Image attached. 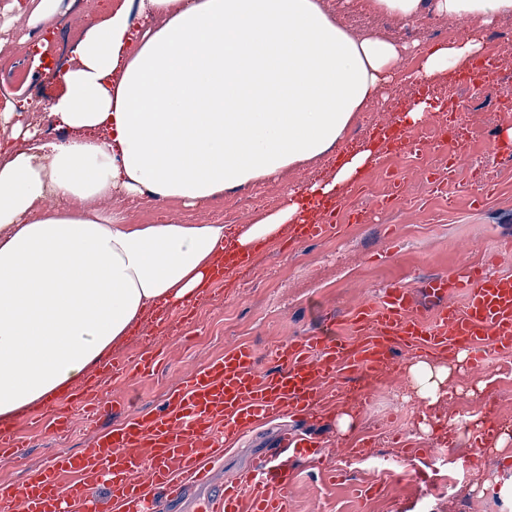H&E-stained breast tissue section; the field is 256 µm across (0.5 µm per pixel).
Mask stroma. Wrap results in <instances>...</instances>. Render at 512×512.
I'll return each mask as SVG.
<instances>
[{
	"instance_id": "stroma-1",
	"label": "stroma",
	"mask_w": 512,
	"mask_h": 512,
	"mask_svg": "<svg viewBox=\"0 0 512 512\" xmlns=\"http://www.w3.org/2000/svg\"><path fill=\"white\" fill-rule=\"evenodd\" d=\"M9 0H0V57L10 60L12 73L0 75V107L5 96L19 92L48 104L64 86L54 77L55 69L70 65L75 44L89 21L97 19L111 0H98L87 10L84 0H61L53 23L32 28L26 17L5 12ZM346 24L369 34L395 30L401 42L435 44L456 39L465 21L425 18L419 24L399 28L392 19L371 18L348 5L343 9ZM484 49L478 63H493L488 79L492 93L475 95L453 86L451 81L428 86H399L390 99L360 113L347 137L351 143L372 141L381 122L404 123L407 109L422 95L447 101L455 98L460 117L476 137L461 159L454 180L446 186V199L431 196L425 179L426 167L442 171L448 167L447 151H428L424 161L407 159L400 151L385 154L362 174L361 188L345 196V211L379 208L376 221L342 223L337 237L309 241L289 247L287 237L268 242L267 253L257 265L237 273L228 290L214 289L195 304L190 322L176 319L144 321L115 350L114 359L134 353L136 344L159 351L162 365L149 376L133 375L112 380L103 390V402L134 400L148 411L162 402L180 381L194 374L224 351L250 345L264 357L275 344L289 336H319L330 320L341 321L363 302L373 298L379 286L394 283L417 286L428 276L457 274L465 262L478 261L495 248H512V163H498L494 153L504 128L495 89L512 91V37L500 27L476 31ZM491 179L496 191L482 204L472 201L474 171ZM327 165L310 164L290 168L282 183L268 182L224 194L197 208L180 201H155L147 197L115 198L129 223L181 224L225 223L237 228L250 223L257 211L249 199L265 196L267 209L283 201V185L302 186L326 175ZM400 180L401 197L388 208L386 174ZM395 230L397 251H390L387 232ZM418 359L407 352L400 358L395 376L355 378L337 388L330 404L335 416L350 414L353 423L340 433L333 420L310 424L309 429L326 443L324 455L298 465V475L286 492L289 512H512V496L498 497L484 491L483 481L512 477L493 450L479 448L471 433L474 417L493 415L495 432L512 433V376L503 368L512 363V349L492 351L489 360L476 367L471 362L446 361L432 354L435 365H447L446 391L436 403L427 404L413 383L408 368ZM484 392H475L477 382ZM371 388L376 398L371 406L354 405L357 388ZM16 426L30 446L21 457L0 456V483L23 484L45 467L58 452L87 447L92 430L83 411H73L66 434L58 436L31 429L27 416ZM297 424L283 420L266 424L243 437L235 452L224 459L225 475H232L252 460L276 447L283 432L297 431ZM436 461L411 456L414 448L441 444ZM367 441L362 456L347 462L340 456L346 443ZM430 471V484L417 482L418 470Z\"/></svg>"
}]
</instances>
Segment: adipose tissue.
Masks as SVG:
<instances>
[{"mask_svg":"<svg viewBox=\"0 0 512 512\" xmlns=\"http://www.w3.org/2000/svg\"><path fill=\"white\" fill-rule=\"evenodd\" d=\"M403 24L487 26L512 0H362ZM474 38L405 48L357 34L330 0H120L79 41L47 106L67 140L0 113V421L82 384L136 324L202 295L226 245L287 233L318 197H343L377 158L363 145L227 237L222 224H131L115 195L200 207L279 179L340 145L397 85L470 68Z\"/></svg>","mask_w":512,"mask_h":512,"instance_id":"1","label":"adipose tissue"}]
</instances>
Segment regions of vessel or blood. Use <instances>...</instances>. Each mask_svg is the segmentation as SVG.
Wrapping results in <instances>:
<instances>
[{
  "mask_svg": "<svg viewBox=\"0 0 512 512\" xmlns=\"http://www.w3.org/2000/svg\"><path fill=\"white\" fill-rule=\"evenodd\" d=\"M341 208H320L294 228L296 242L335 234ZM253 254L228 253L211 287L225 286ZM503 253L465 265L452 277H430L411 289L393 284L355 309L347 330L323 336L288 337L275 345L262 367L243 344L207 363L182 381L148 413L104 404L98 396L109 378L130 371L153 374L156 352L100 366L86 391L66 398L35 422L65 432L68 410H87L99 432L79 452L57 453L23 486L0 484V512H164L165 503L194 489V512H288L285 491L296 477L293 463L321 455L322 444L303 434H283L284 455L262 457L215 482L225 451L254 428L284 417L320 420L324 396L337 379L353 374L388 376L400 351H435L454 356L469 350L483 364L488 349L512 348V275L497 270ZM465 299L463 308L449 296ZM27 446L15 427L0 426V453L22 456Z\"/></svg>",
  "mask_w": 512,
  "mask_h": 512,
  "instance_id": "b4317fda",
  "label": "vessel or blood"
}]
</instances>
